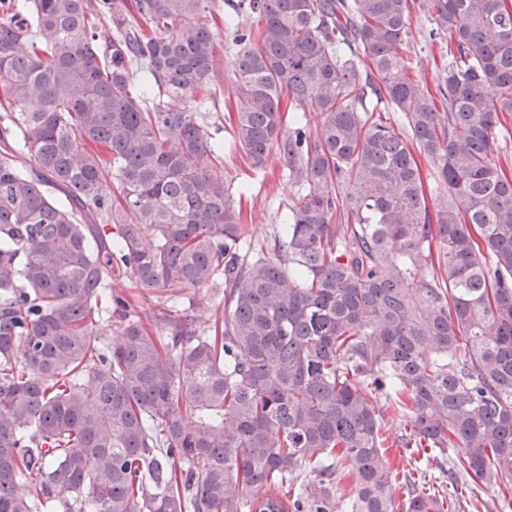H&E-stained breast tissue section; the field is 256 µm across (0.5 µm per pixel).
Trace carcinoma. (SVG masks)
<instances>
[{
	"label": "carcinoma",
	"mask_w": 512,
	"mask_h": 512,
	"mask_svg": "<svg viewBox=\"0 0 512 512\" xmlns=\"http://www.w3.org/2000/svg\"><path fill=\"white\" fill-rule=\"evenodd\" d=\"M0 1V512H446L396 506L384 406L512 487L509 0L418 4L441 111L400 64L411 0L234 4L260 24L232 27L233 143L303 190L253 256L201 113L215 0ZM125 278L222 283L224 314L146 323Z\"/></svg>",
	"instance_id": "1"
}]
</instances>
